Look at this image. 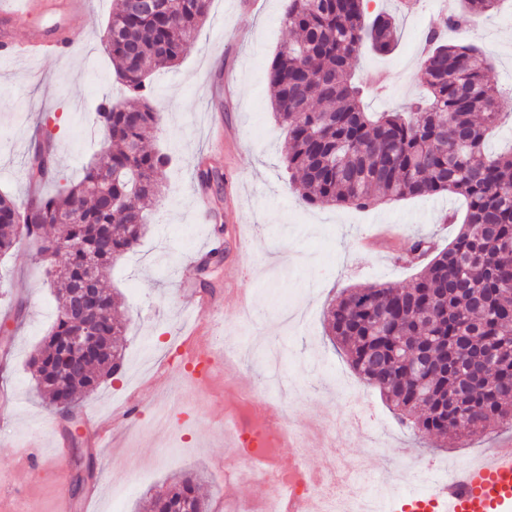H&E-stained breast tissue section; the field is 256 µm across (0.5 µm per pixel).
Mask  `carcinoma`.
Returning a JSON list of instances; mask_svg holds the SVG:
<instances>
[{
    "instance_id": "carcinoma-1",
    "label": "carcinoma",
    "mask_w": 512,
    "mask_h": 512,
    "mask_svg": "<svg viewBox=\"0 0 512 512\" xmlns=\"http://www.w3.org/2000/svg\"><path fill=\"white\" fill-rule=\"evenodd\" d=\"M211 0H156L143 13L117 0L102 43L129 106L105 99L96 121L102 158L81 181L54 194L43 177L63 180L50 157L30 159L36 186L27 203L0 194V257L26 240L44 259L65 252L67 263L45 266L58 285L56 318L30 366L55 412L75 415L90 394L122 370L125 335L120 304L97 285L88 306L89 352L74 348L79 332L61 298L84 287L89 269L108 273L147 233L146 212L161 201L167 153L143 148L158 123L149 75L187 53L186 34L207 17ZM503 0H461L446 25L460 27ZM284 42L267 70L273 114L287 128L283 163L310 206L370 210L414 196L458 195L467 214L439 251L417 235L410 251L431 257L407 288L356 286L339 292L327 311L328 335L352 368L378 390L402 423L459 441L493 424L512 423V153L492 155L486 140L505 107L488 83L483 52L429 34L420 73L426 93L403 111L367 112L368 88L352 70L364 45L390 53L396 18L368 12L366 0H288ZM59 226L53 240L47 226ZM199 475L177 476L157 492L152 512H209Z\"/></svg>"
}]
</instances>
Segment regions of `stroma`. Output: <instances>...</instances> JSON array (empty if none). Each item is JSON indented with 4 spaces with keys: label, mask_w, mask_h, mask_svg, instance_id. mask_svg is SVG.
<instances>
[{
    "label": "stroma",
    "mask_w": 512,
    "mask_h": 512,
    "mask_svg": "<svg viewBox=\"0 0 512 512\" xmlns=\"http://www.w3.org/2000/svg\"><path fill=\"white\" fill-rule=\"evenodd\" d=\"M114 0H89L87 10L66 22L71 47L61 57L0 59V193L23 203L30 192L27 161L37 128L53 135L55 166L79 181L85 167L99 161L104 136L93 109L102 98L123 96L101 36ZM287 0H211L207 19L191 31L189 51L169 71L153 75L160 120L147 140L149 149L172 155L163 181V199L138 248L115 261L105 287L122 296L129 318L125 366L86 398L80 418L71 421L74 445L88 451L83 416H114L112 444L93 454L103 465L93 502L72 495L73 512H149L150 494L174 475L198 471L201 492L221 491L225 506L254 496L245 478L225 480L239 469L226 448L222 427L228 404L225 387L251 385L280 408L285 422L306 440L311 471L332 464L322 432L328 423L342 431L345 467L365 462L388 502L416 493L399 474L412 461L432 468L476 460L487 449L512 443V427L498 424L463 445L420 435L403 425L380 396L354 373L326 337L324 316L337 292L349 286L412 284L425 265L409 252L411 238L431 232L446 246L459 231L447 214L464 216L458 196L408 197L372 210L309 206L283 169L285 131L272 113L266 69L290 31L283 22ZM444 19L440 0H417L398 16V41L386 55L369 48L354 57L359 78L373 86L367 103L374 110L404 107L421 91L419 64L430 29ZM452 44H475L486 56L487 77L503 92L512 91V10L478 17L474 27L448 31ZM232 178L239 195L230 203L226 189L201 188L198 168ZM239 216L246 242L211 263L197 286L231 288L240 284L251 296L249 313L232 307L202 316V331L214 346L234 338L240 356L230 362L222 382L207 384L175 370L171 402L179 419L163 430L149 421L163 404L144 371L159 350L173 351L186 339L182 316L194 300L179 281V268L229 216ZM24 244L0 257V315L15 299L24 306L7 322L14 343L7 354V389L14 403L0 411V512H59L61 485L70 471L44 465L53 451L52 407L43 400L28 366L55 318V294ZM137 391L139 418L120 419L130 391Z\"/></svg>",
    "instance_id": "35a3bbf8"
}]
</instances>
